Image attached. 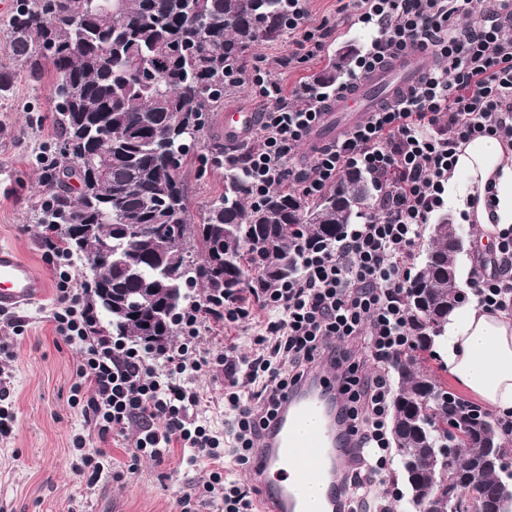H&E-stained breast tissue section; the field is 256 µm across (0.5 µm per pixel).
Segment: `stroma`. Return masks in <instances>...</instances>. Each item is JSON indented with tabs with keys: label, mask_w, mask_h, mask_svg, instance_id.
<instances>
[{
	"label": "stroma",
	"mask_w": 512,
	"mask_h": 512,
	"mask_svg": "<svg viewBox=\"0 0 512 512\" xmlns=\"http://www.w3.org/2000/svg\"><path fill=\"white\" fill-rule=\"evenodd\" d=\"M309 24L330 21L336 33L319 56L293 69H281L280 59L293 49L295 34L260 43L248 58H260L278 74L285 87L314 79L343 47L365 49L363 25L340 12L338 0H300ZM0 67L14 70L9 96L0 101V245L16 250L47 282L45 297L18 309L24 321L21 334H13L0 319V341H10L14 357L5 362L11 376L10 408L16 416L13 434L0 440V512H177L179 496L207 480V465H182V449H172L163 464L133 458L137 425L100 444L92 427L71 402L80 345L58 338L50 321L56 297V280L39 240L41 227L34 210L39 201V157L52 147L58 132L52 123L53 68L45 66L41 80L17 68L10 41L0 30ZM192 207L214 199L224 189V172L201 168L198 151H191L184 167ZM263 312L232 326L212 325L203 331L200 350L215 352L235 342L239 353H251L254 324ZM197 384L204 394L200 419L216 430L224 428V375L202 374ZM84 437V451L74 447ZM105 449L103 470L96 481L81 473L82 452Z\"/></svg>",
	"instance_id": "35a3bbf8"
}]
</instances>
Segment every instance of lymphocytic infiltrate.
Here are the masks:
<instances>
[{"instance_id":"lymphocytic-infiltrate-1","label":"lymphocytic infiltrate","mask_w":512,"mask_h":512,"mask_svg":"<svg viewBox=\"0 0 512 512\" xmlns=\"http://www.w3.org/2000/svg\"><path fill=\"white\" fill-rule=\"evenodd\" d=\"M371 37L347 79L332 93L306 81L285 90L263 65L241 71L265 103L257 119L258 143L244 148L248 196L260 202L291 184L314 199L337 186L350 169L370 176L375 194L366 216L322 246L299 241V275L276 288L256 289L266 314L253 354L235 345L200 351L204 321L234 323L250 317L244 296L209 304L181 319L177 348L148 352L102 335L84 289L68 271L70 256L55 229L42 246L57 277L51 316L57 336L85 346L73 403L100 441L137 423L136 455L163 463L171 449L184 462H207L209 476L177 501L179 512L211 505L218 512H259L253 488L230 477L227 462L250 466L259 441L286 392L320 362L336 371V398L345 435L359 451L343 477L344 512H371V489L386 484L390 451V368L412 343L405 291L424 224L445 203L458 148L478 136L512 146V0H343ZM288 29L298 32L288 69L313 58L332 36L331 25H307L295 8ZM427 50L430 66L397 103L383 106L337 140L314 147L310 162L294 165L301 145L319 124L330 95H341L361 77L407 48ZM489 271L469 283L478 302L512 312V230L501 233ZM224 370V401L233 438L224 441L199 418L196 378Z\"/></svg>"}]
</instances>
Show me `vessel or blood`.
<instances>
[{
    "label": "vessel or blood",
    "instance_id": "1",
    "mask_svg": "<svg viewBox=\"0 0 512 512\" xmlns=\"http://www.w3.org/2000/svg\"><path fill=\"white\" fill-rule=\"evenodd\" d=\"M427 68L423 51L411 49L357 82L354 89L330 101L318 125L319 131L341 135L363 123L382 104L396 102L417 84ZM255 113L230 109L224 113V129L245 134L255 127ZM46 284L33 268L8 246H0V310H15L40 300ZM333 393L320 371L294 388L282 402L260 448L252 460L250 479L261 492V512H306L298 495L306 482L321 488L318 512L339 508L340 478L348 460L347 447L332 412ZM316 417L320 429L310 435L298 429Z\"/></svg>",
    "mask_w": 512,
    "mask_h": 512
}]
</instances>
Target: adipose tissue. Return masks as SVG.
<instances>
[{"label":"adipose tissue","instance_id":"obj_1","mask_svg":"<svg viewBox=\"0 0 512 512\" xmlns=\"http://www.w3.org/2000/svg\"><path fill=\"white\" fill-rule=\"evenodd\" d=\"M490 183L496 191L491 208L485 202ZM448 199L478 224L474 248L493 245L499 233L512 228V148L489 136L459 148ZM438 348L454 377L489 409L498 414L512 409V316L476 303L454 310Z\"/></svg>","mask_w":512,"mask_h":512}]
</instances>
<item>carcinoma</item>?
<instances>
[{"instance_id": "cac0c4a2", "label": "carcinoma", "mask_w": 512, "mask_h": 512, "mask_svg": "<svg viewBox=\"0 0 512 512\" xmlns=\"http://www.w3.org/2000/svg\"><path fill=\"white\" fill-rule=\"evenodd\" d=\"M288 0H19L6 18L15 59L34 79L43 76L37 48L55 46L53 124L57 143L71 144L42 173L48 201L38 223L58 228L63 248L88 266L83 287L98 322L112 335L142 344L159 336L170 348L176 315L197 300L233 297L243 289L274 288L297 276V233L329 243L369 207L371 186L357 170L314 200L273 189L252 204L238 163H224V140L207 133L211 113L224 108V81L242 67L255 44L279 38L288 27ZM112 58H101L103 45ZM356 49L339 53L316 76L329 88L351 70ZM150 68L155 79L141 73ZM80 99L67 91L72 83ZM224 168V191L193 213L183 167L191 148ZM179 149V166L166 155ZM102 150L111 158L100 177L83 164ZM180 233L165 243L167 225ZM432 242L406 289L414 329L411 348L396 356L393 441L403 470L409 512H428L436 483L450 479L472 491L463 512H512V449L501 423L448 393L428 362L448 312L467 294L458 281L461 240L444 218L429 227ZM463 431L445 472L424 465L448 445V426Z\"/></svg>"}]
</instances>
